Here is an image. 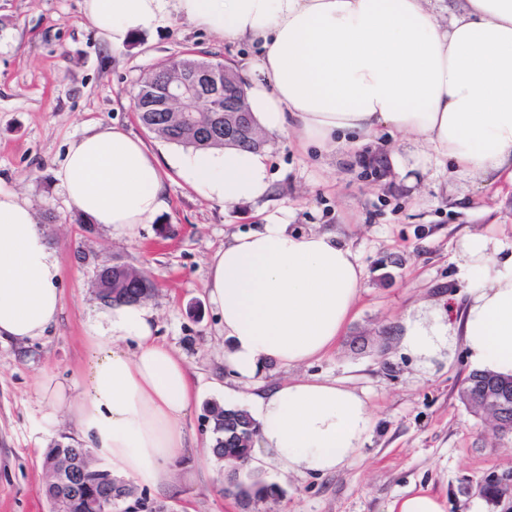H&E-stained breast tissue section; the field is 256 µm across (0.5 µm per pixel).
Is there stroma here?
<instances>
[{
    "mask_svg": "<svg viewBox=\"0 0 512 512\" xmlns=\"http://www.w3.org/2000/svg\"><path fill=\"white\" fill-rule=\"evenodd\" d=\"M83 0H0V192L26 199L62 269V312L46 336L0 342V512H49L42 460L61 438L82 439L45 384L71 385L87 364L84 336L103 313L90 281L109 258L146 270L157 291L148 307L158 338L191 366L199 403L186 426L200 441L171 467L175 487L131 484L112 512L144 502L166 512H386L390 502L429 489L445 512H512V499L479 492L490 474L512 473V435L468 410L459 390L471 366L463 339L430 362L399 344L405 317L430 319L462 308L470 286L460 242L472 231L512 237V186L482 187L449 169L408 185L400 136L386 135L341 156L319 154L285 135L267 138L271 193L223 205L204 199L170 163L182 146L149 133L132 100L140 82L167 59L191 53L242 63L258 46L231 43L173 17L121 47L104 43L86 21ZM117 126L156 156L170 206L132 237L82 224L54 178L69 144L93 125ZM289 229L331 230L358 255L363 286L336 345L302 367L267 364L241 382L225 365L223 322L206 295L208 264L232 234L269 215ZM316 376L362 393L373 427L358 456L325 477L289 475L271 463L255 473L277 494L241 504L224 491V465L207 454V407L246 408L250 393L294 376Z\"/></svg>",
    "mask_w": 512,
    "mask_h": 512,
    "instance_id": "stroma-1",
    "label": "stroma"
}]
</instances>
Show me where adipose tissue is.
I'll return each mask as SVG.
<instances>
[{
  "label": "adipose tissue",
  "instance_id": "obj_1",
  "mask_svg": "<svg viewBox=\"0 0 512 512\" xmlns=\"http://www.w3.org/2000/svg\"><path fill=\"white\" fill-rule=\"evenodd\" d=\"M107 44L178 15L229 42L259 44L246 62L248 103L270 134L326 154L382 134L407 136L413 169L452 160L484 185L512 184V0H84ZM205 199L268 196L262 151L198 150L177 158ZM57 182L86 219L130 236L169 207L157 158L125 131L95 125L71 142ZM473 280L459 315L408 319L402 345L431 359L463 336L471 364L512 376V240H461ZM363 268L331 231L282 221L233 235L211 260L207 293L224 319L225 364L249 380L268 363L298 367L336 344L360 294ZM61 266L30 204L0 192V340L46 333L62 308ZM151 310L121 305L89 323L82 391L52 388L113 476L158 488L169 462L197 446L186 418L200 396L187 362L156 338ZM136 345L127 352L124 342ZM255 462L327 476L359 453L372 420L365 399L336 382L293 377L250 395Z\"/></svg>",
  "mask_w": 512,
  "mask_h": 512
}]
</instances>
